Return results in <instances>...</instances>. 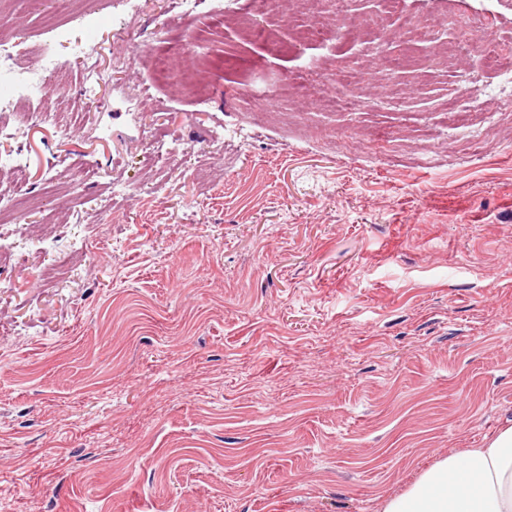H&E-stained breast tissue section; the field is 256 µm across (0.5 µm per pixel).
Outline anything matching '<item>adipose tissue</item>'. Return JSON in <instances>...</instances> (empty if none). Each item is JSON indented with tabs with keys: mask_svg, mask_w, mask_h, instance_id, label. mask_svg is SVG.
<instances>
[{
	"mask_svg": "<svg viewBox=\"0 0 512 512\" xmlns=\"http://www.w3.org/2000/svg\"><path fill=\"white\" fill-rule=\"evenodd\" d=\"M383 512H512V428L439 460Z\"/></svg>",
	"mask_w": 512,
	"mask_h": 512,
	"instance_id": "adipose-tissue-1",
	"label": "adipose tissue"
}]
</instances>
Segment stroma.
Here are the masks:
<instances>
[{"mask_svg": "<svg viewBox=\"0 0 512 512\" xmlns=\"http://www.w3.org/2000/svg\"><path fill=\"white\" fill-rule=\"evenodd\" d=\"M179 2L56 39L78 0H0L16 64L45 45L69 76L0 112V195L18 154L29 192L0 220V512H382L512 427V80L482 57L512 0H399L381 30V0H348L305 44L284 4L254 14L276 54L237 23L252 0L220 27ZM133 14L175 48L210 32L178 69L201 91L156 83Z\"/></svg>", "mask_w": 512, "mask_h": 512, "instance_id": "1", "label": "stroma"}]
</instances>
